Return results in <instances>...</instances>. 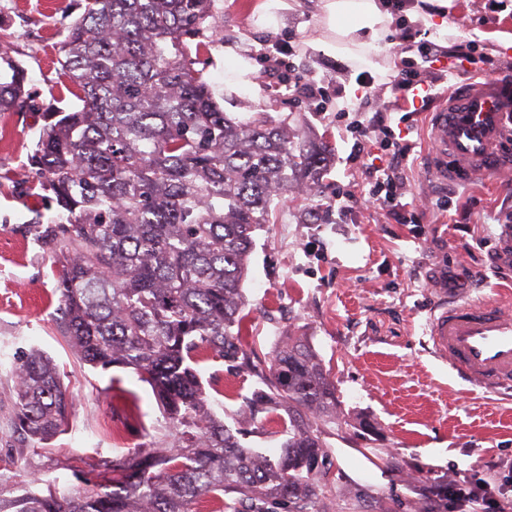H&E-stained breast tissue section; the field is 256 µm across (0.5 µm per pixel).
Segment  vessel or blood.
<instances>
[{"label": "vessel or blood", "mask_w": 512, "mask_h": 512, "mask_svg": "<svg viewBox=\"0 0 512 512\" xmlns=\"http://www.w3.org/2000/svg\"><path fill=\"white\" fill-rule=\"evenodd\" d=\"M424 166L443 184L512 174V80H470L438 95ZM433 350L469 385L512 390V291L452 301L428 323Z\"/></svg>", "instance_id": "vessel-or-blood-1"}]
</instances>
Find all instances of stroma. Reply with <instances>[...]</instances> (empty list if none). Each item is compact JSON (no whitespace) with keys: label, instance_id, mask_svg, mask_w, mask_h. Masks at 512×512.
Segmentation results:
<instances>
[{"label":"stroma","instance_id":"35a3bbf8","mask_svg":"<svg viewBox=\"0 0 512 512\" xmlns=\"http://www.w3.org/2000/svg\"><path fill=\"white\" fill-rule=\"evenodd\" d=\"M85 0H0V33L27 72L37 104L27 112L0 114V476L27 487L32 474L58 476L63 463L90 468L140 444L164 446L169 426L151 388L129 369L85 365L60 323L59 269L52 249L33 234L35 214L51 219L55 202L45 193L17 189L29 168L48 113L70 110L78 100L61 84L58 48L84 11ZM268 0H224V43L212 48L202 71L216 101L236 114L288 116L311 140L326 138L335 150L319 188L297 191L276 223L254 234L243 284L246 319L241 344L248 358L198 366L207 396L243 447L277 458L282 424L249 418L245 397L260 388L253 365L270 360L287 337H308L336 385L343 424L309 420L326 446L323 477L309 512H426L424 489L462 478L512 482V392L485 395L458 380L431 353L426 319L445 296L471 298L512 279L495 260L502 225H512V182L488 176L462 186L438 185L425 171L428 114H410L402 131L416 148L404 167L407 198L425 201L422 224H398L384 211L363 206L340 215L328 206L336 185L356 194L368 189L361 164L347 163L346 127L369 121L379 99L392 95L400 60L419 62L417 52L398 57L404 32L431 41L429 29H396L382 44L372 73L314 47L317 19L309 0L277 10L267 27ZM456 26L449 42L470 44L483 76H512V52L495 32H512V0H452ZM291 47L297 77L329 83L322 111L289 94L260 57L273 43ZM240 46L263 98L253 101L224 73V50ZM40 350L64 372L75 398L71 427L52 452L27 447L26 468L6 464L9 434L3 425L14 394V368ZM448 457L437 464L434 449ZM381 470L383 483L353 480L339 462L344 450Z\"/></svg>","mask_w":512,"mask_h":512}]
</instances>
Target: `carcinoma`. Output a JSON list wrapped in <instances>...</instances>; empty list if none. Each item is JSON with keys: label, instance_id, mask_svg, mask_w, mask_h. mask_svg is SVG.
<instances>
[{"label": "carcinoma", "instance_id": "carcinoma-1", "mask_svg": "<svg viewBox=\"0 0 512 512\" xmlns=\"http://www.w3.org/2000/svg\"><path fill=\"white\" fill-rule=\"evenodd\" d=\"M220 0H86L61 43L60 76L81 106L40 132L27 189L60 207L41 239L60 266L63 327L94 368L133 370L172 429L166 448H129L84 472L0 487V512H308L324 444L304 417L340 421L336 385L303 336L275 351L244 412H284L277 459L241 445L212 408L197 365L236 361L253 233L290 191L319 186L334 148L265 112L218 105L200 55L219 42ZM195 48H190V44ZM25 70L0 40V112L32 108ZM73 398L59 367L34 350L15 367L9 417L42 450L66 433Z\"/></svg>", "mask_w": 512, "mask_h": 512}]
</instances>
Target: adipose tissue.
I'll return each mask as SVG.
<instances>
[{
  "label": "adipose tissue",
  "instance_id": "1",
  "mask_svg": "<svg viewBox=\"0 0 512 512\" xmlns=\"http://www.w3.org/2000/svg\"><path fill=\"white\" fill-rule=\"evenodd\" d=\"M325 37L319 45L360 66L373 65L396 18L385 0H316Z\"/></svg>",
  "mask_w": 512,
  "mask_h": 512
}]
</instances>
